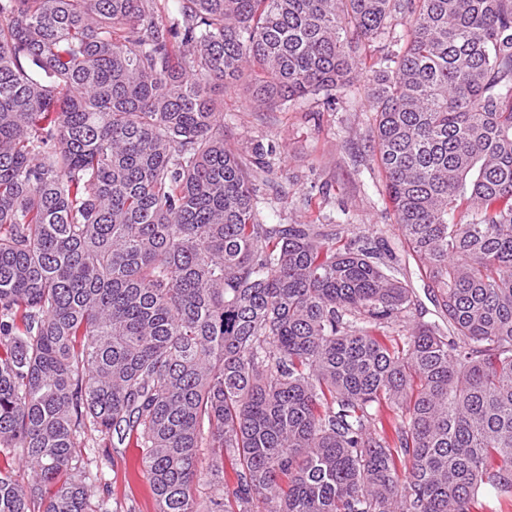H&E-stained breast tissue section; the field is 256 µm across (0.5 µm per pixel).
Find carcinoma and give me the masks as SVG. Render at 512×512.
I'll list each match as a JSON object with an SVG mask.
<instances>
[{"label":"carcinoma","mask_w":512,"mask_h":512,"mask_svg":"<svg viewBox=\"0 0 512 512\" xmlns=\"http://www.w3.org/2000/svg\"><path fill=\"white\" fill-rule=\"evenodd\" d=\"M175 2L0 0V453L34 472L0 469V512H109L82 449L130 438L157 512L199 487L208 512L509 499L512 0ZM367 66L372 161L444 327L389 250L264 223L279 146L224 140L215 87L333 110Z\"/></svg>","instance_id":"obj_1"}]
</instances>
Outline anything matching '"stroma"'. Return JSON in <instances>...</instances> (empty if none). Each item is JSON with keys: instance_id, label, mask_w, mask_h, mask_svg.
I'll return each mask as SVG.
<instances>
[{"instance_id": "35a3bbf8", "label": "stroma", "mask_w": 512, "mask_h": 512, "mask_svg": "<svg viewBox=\"0 0 512 512\" xmlns=\"http://www.w3.org/2000/svg\"><path fill=\"white\" fill-rule=\"evenodd\" d=\"M368 80L357 74L351 90L335 110L321 97L310 96L285 110L260 112L240 87L216 91L223 101L224 137L242 145L272 140L279 153L273 172L258 182L267 200L260 216L268 224H305L313 218L308 200L322 204L323 221L341 225L345 235L388 247L414 292L423 321L438 318L430 283L404 253L381 174L372 161L370 134L374 114L365 95ZM101 478L91 486L94 498H108L112 512H157L155 499L142 474V451L135 443L119 447L99 443L91 454Z\"/></svg>"}]
</instances>
